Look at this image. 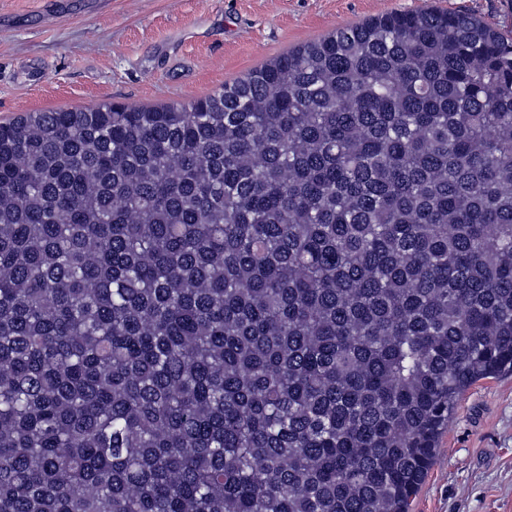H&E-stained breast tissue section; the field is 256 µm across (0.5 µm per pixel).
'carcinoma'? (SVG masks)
I'll list each match as a JSON object with an SVG mask.
<instances>
[{
	"instance_id": "1",
	"label": "carcinoma",
	"mask_w": 512,
	"mask_h": 512,
	"mask_svg": "<svg viewBox=\"0 0 512 512\" xmlns=\"http://www.w3.org/2000/svg\"><path fill=\"white\" fill-rule=\"evenodd\" d=\"M512 373V35L401 11L180 105L0 124V512H408Z\"/></svg>"
}]
</instances>
